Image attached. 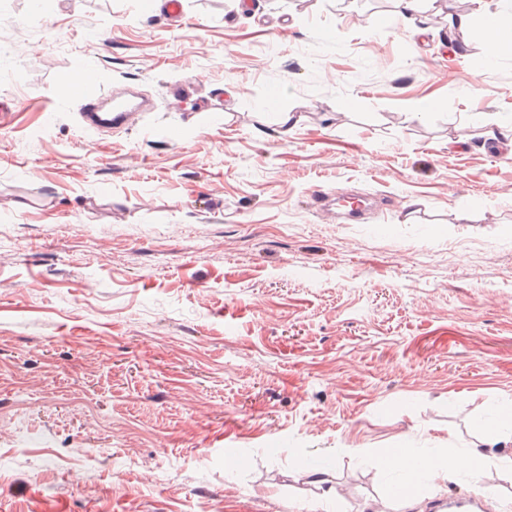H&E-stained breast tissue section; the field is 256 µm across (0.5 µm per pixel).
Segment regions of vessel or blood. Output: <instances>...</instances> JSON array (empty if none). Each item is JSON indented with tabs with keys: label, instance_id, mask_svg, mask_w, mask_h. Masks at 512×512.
Masks as SVG:
<instances>
[{
	"label": "vessel or blood",
	"instance_id": "vessel-or-blood-1",
	"mask_svg": "<svg viewBox=\"0 0 512 512\" xmlns=\"http://www.w3.org/2000/svg\"><path fill=\"white\" fill-rule=\"evenodd\" d=\"M83 80L80 119L87 138H94L105 128H123L134 115L151 108L148 101L131 89L121 96L104 94L95 72H84ZM486 500L487 495L483 492L460 494L450 497L446 507L448 512H483Z\"/></svg>",
	"mask_w": 512,
	"mask_h": 512
}]
</instances>
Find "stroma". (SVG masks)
Returning a JSON list of instances; mask_svg holds the SVG:
<instances>
[{
	"instance_id": "1",
	"label": "stroma",
	"mask_w": 512,
	"mask_h": 512,
	"mask_svg": "<svg viewBox=\"0 0 512 512\" xmlns=\"http://www.w3.org/2000/svg\"><path fill=\"white\" fill-rule=\"evenodd\" d=\"M183 8L0 0V512H371L394 448L512 512V0ZM84 88L82 107L79 113L82 131L88 139H93L104 128L120 129L126 126L136 114L149 112L151 104L140 98L132 88L124 97L102 92L95 72L82 70ZM485 463V454L474 449L461 457H457L451 461L452 467L456 472L464 478H474L477 476Z\"/></svg>"
}]
</instances>
